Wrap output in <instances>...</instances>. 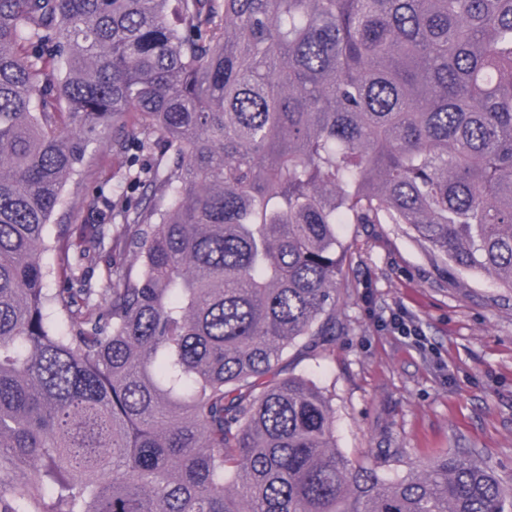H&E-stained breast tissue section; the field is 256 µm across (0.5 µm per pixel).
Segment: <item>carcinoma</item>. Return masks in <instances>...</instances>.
Masks as SVG:
<instances>
[{
	"label": "carcinoma",
	"instance_id": "1",
	"mask_svg": "<svg viewBox=\"0 0 512 512\" xmlns=\"http://www.w3.org/2000/svg\"><path fill=\"white\" fill-rule=\"evenodd\" d=\"M115 126L161 148L147 201L73 254L48 225ZM343 224L512 288V0H0V512H512L456 453L352 461L283 373L336 334Z\"/></svg>",
	"mask_w": 512,
	"mask_h": 512
}]
</instances>
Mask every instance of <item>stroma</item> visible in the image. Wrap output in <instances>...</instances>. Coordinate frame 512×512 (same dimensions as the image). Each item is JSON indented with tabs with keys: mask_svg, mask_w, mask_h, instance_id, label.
Instances as JSON below:
<instances>
[{
	"mask_svg": "<svg viewBox=\"0 0 512 512\" xmlns=\"http://www.w3.org/2000/svg\"><path fill=\"white\" fill-rule=\"evenodd\" d=\"M114 139L91 137L51 232L142 197L126 181L129 166L154 159L120 151ZM340 232L353 286L336 305V334L325 350L289 352L284 365L330 398L337 448L374 461L387 480L448 452L512 478V289L432 261L403 224H344ZM398 311L424 347L391 329Z\"/></svg>",
	"mask_w": 512,
	"mask_h": 512,
	"instance_id": "stroma-1",
	"label": "stroma"
}]
</instances>
